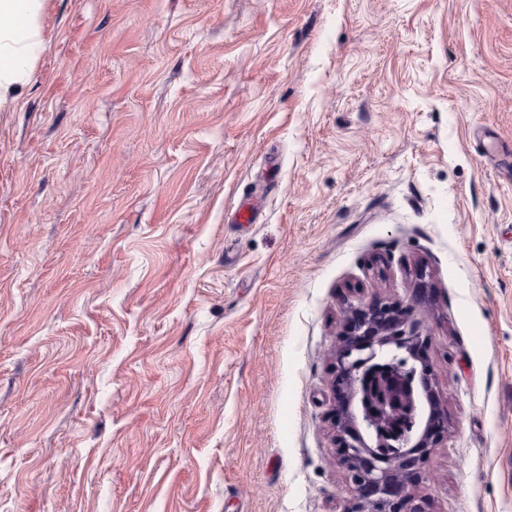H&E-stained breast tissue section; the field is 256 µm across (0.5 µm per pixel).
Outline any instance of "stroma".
I'll return each instance as SVG.
<instances>
[{"instance_id":"stroma-1","label":"stroma","mask_w":512,"mask_h":512,"mask_svg":"<svg viewBox=\"0 0 512 512\" xmlns=\"http://www.w3.org/2000/svg\"><path fill=\"white\" fill-rule=\"evenodd\" d=\"M38 25L0 112V512H343L332 355L375 296L429 308L417 493L512 512V0Z\"/></svg>"}]
</instances>
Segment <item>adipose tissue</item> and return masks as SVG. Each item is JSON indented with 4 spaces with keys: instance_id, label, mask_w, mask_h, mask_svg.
<instances>
[{
    "instance_id": "1",
    "label": "adipose tissue",
    "mask_w": 512,
    "mask_h": 512,
    "mask_svg": "<svg viewBox=\"0 0 512 512\" xmlns=\"http://www.w3.org/2000/svg\"><path fill=\"white\" fill-rule=\"evenodd\" d=\"M41 0H0V109L29 75L40 46Z\"/></svg>"
}]
</instances>
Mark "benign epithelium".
<instances>
[{
	"mask_svg": "<svg viewBox=\"0 0 512 512\" xmlns=\"http://www.w3.org/2000/svg\"><path fill=\"white\" fill-rule=\"evenodd\" d=\"M414 306L376 297L348 306L334 354L335 447L352 498L345 512H430L413 492L444 432Z\"/></svg>",
	"mask_w": 512,
	"mask_h": 512,
	"instance_id": "1",
	"label": "benign epithelium"
}]
</instances>
